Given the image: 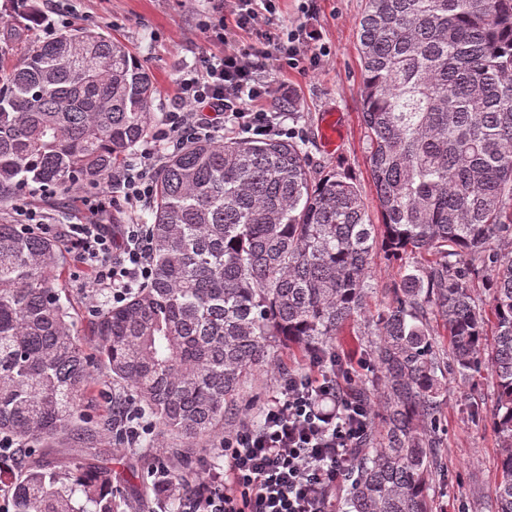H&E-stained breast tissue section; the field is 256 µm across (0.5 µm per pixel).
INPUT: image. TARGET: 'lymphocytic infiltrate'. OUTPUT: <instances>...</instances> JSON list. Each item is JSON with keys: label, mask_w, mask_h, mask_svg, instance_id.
<instances>
[{"label": "lymphocytic infiltrate", "mask_w": 512, "mask_h": 512, "mask_svg": "<svg viewBox=\"0 0 512 512\" xmlns=\"http://www.w3.org/2000/svg\"><path fill=\"white\" fill-rule=\"evenodd\" d=\"M279 3L220 0L201 23L214 48L179 71L180 104L162 117L157 140L175 146L213 139L227 126L252 138L291 135L276 107L288 93L269 72L317 65L328 49L317 30L276 24ZM160 164L158 149H143L138 162L113 176L108 194L94 197L91 211L120 202L137 210L153 198ZM19 214L44 236H66L93 269V295L118 305L132 288L149 284L152 248L144 225L114 229L95 222L62 230L43 223L34 209ZM366 430L363 408L340 387L332 368L314 363L283 374L260 423L244 418L225 432L223 470L182 491L181 512H338L336 490L344 486L351 450Z\"/></svg>", "instance_id": "obj_1"}]
</instances>
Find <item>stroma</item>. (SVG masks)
Wrapping results in <instances>:
<instances>
[{
  "instance_id": "1",
  "label": "stroma",
  "mask_w": 512,
  "mask_h": 512,
  "mask_svg": "<svg viewBox=\"0 0 512 512\" xmlns=\"http://www.w3.org/2000/svg\"><path fill=\"white\" fill-rule=\"evenodd\" d=\"M40 11L59 10L70 24L91 26L123 42L131 55L150 71L154 87V110L163 113L178 101L174 78L177 70L195 62L208 43L198 21L211 13L212 0H36ZM300 0H284L279 16L281 24L303 25L319 30L329 49L319 65L292 69L287 75L273 73V80L287 78L290 94L288 126L294 127L305 144L313 171H336L356 184L369 206L373 223H380L376 193L370 175L369 146L361 113V61L358 53L357 23L365 9V0H312L314 11L306 15ZM335 120L337 142L328 149L321 129ZM105 186H88L69 197L50 200L40 193L21 198L23 206L41 211L51 224H76L98 220L103 224H124L132 215L122 206L108 207L91 215L84 199L105 193ZM417 260L407 256L395 261L376 252L368 284L370 310L388 300L389 291L399 284L402 274ZM66 290L62 299L70 307L85 348L93 342L87 331L90 269L70 256L63 274ZM309 361L303 351L291 347L279 350L277 366L255 374L242 399L250 416H257L275 395L282 369L304 370ZM492 404V388L487 372L473 381L461 383L449 378L448 390L441 401L444 429L441 437V465L433 477L432 512H491L490 493L498 476L501 441L490 416L472 417L470 407ZM173 464L165 438L151 433L137 448L115 449L111 467L115 471H134L132 485L142 483L157 459Z\"/></svg>"
}]
</instances>
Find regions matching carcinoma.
Listing matches in <instances>:
<instances>
[{
    "instance_id": "carcinoma-1",
    "label": "carcinoma",
    "mask_w": 512,
    "mask_h": 512,
    "mask_svg": "<svg viewBox=\"0 0 512 512\" xmlns=\"http://www.w3.org/2000/svg\"><path fill=\"white\" fill-rule=\"evenodd\" d=\"M363 121L382 223L340 174L310 169L295 138L186 141L155 176L152 281L98 312L89 356L62 301L59 242L0 218V458L10 512H119L133 485L104 463L144 411L186 482L193 447L224 429L255 373L285 346L337 354L375 327L373 375L353 387L383 432L352 450L342 512H431L440 405L437 347L454 374L487 366L502 442L491 512H512V0H366ZM150 74L103 31L71 28L0 70V211L27 191L67 197L112 179L152 135ZM428 254L368 313L374 250ZM489 268L488 306L471 293ZM495 333L487 336L486 322ZM103 367L112 411L86 413ZM68 466L71 484L60 483Z\"/></svg>"
}]
</instances>
